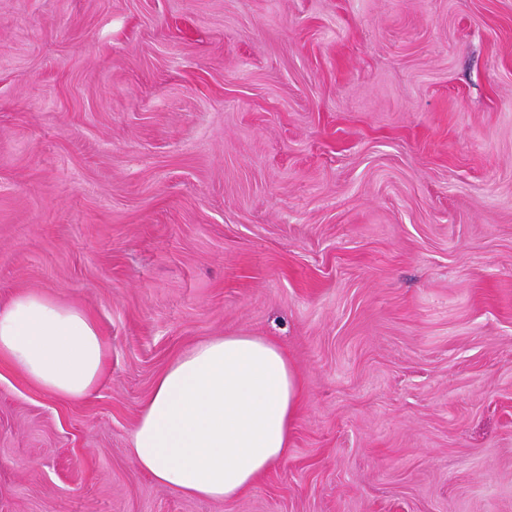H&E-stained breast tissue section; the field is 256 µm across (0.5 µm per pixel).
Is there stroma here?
<instances>
[{"label":"stroma","instance_id":"stroma-1","mask_svg":"<svg viewBox=\"0 0 512 512\" xmlns=\"http://www.w3.org/2000/svg\"><path fill=\"white\" fill-rule=\"evenodd\" d=\"M89 311L97 389L0 361V512H512V0H0V304ZM281 344L230 501L130 456L157 376Z\"/></svg>","mask_w":512,"mask_h":512}]
</instances>
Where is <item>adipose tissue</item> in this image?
<instances>
[{"label":"adipose tissue","instance_id":"obj_1","mask_svg":"<svg viewBox=\"0 0 512 512\" xmlns=\"http://www.w3.org/2000/svg\"><path fill=\"white\" fill-rule=\"evenodd\" d=\"M107 348L84 310L26 292L0 306V359L63 399L89 395ZM301 380L276 342L221 336L185 349L157 377L130 454L156 484L190 497H238L286 453Z\"/></svg>","mask_w":512,"mask_h":512}]
</instances>
